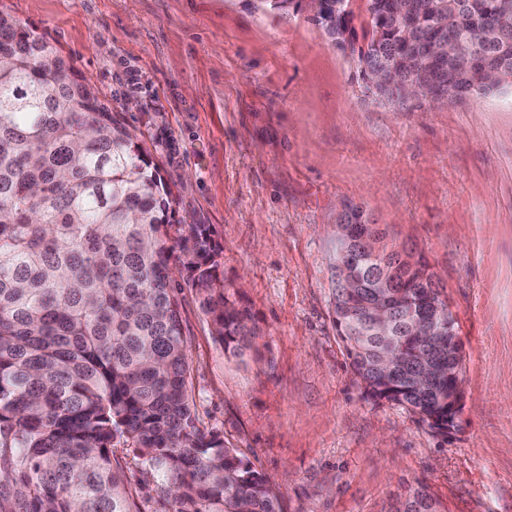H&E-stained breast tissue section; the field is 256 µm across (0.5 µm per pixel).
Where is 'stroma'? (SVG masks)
Instances as JSON below:
<instances>
[{
	"label": "stroma",
	"mask_w": 512,
	"mask_h": 512,
	"mask_svg": "<svg viewBox=\"0 0 512 512\" xmlns=\"http://www.w3.org/2000/svg\"><path fill=\"white\" fill-rule=\"evenodd\" d=\"M134 130L207 224L254 316L227 358L182 293L192 396L279 492L284 512H395L419 485L441 512H512V86L399 111L365 95L307 11L254 0H0ZM422 255L463 351L464 409L440 435L371 397L334 322L346 208Z\"/></svg>",
	"instance_id": "35a3bbf8"
}]
</instances>
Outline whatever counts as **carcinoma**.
<instances>
[{
    "label": "carcinoma",
    "mask_w": 512,
    "mask_h": 512,
    "mask_svg": "<svg viewBox=\"0 0 512 512\" xmlns=\"http://www.w3.org/2000/svg\"><path fill=\"white\" fill-rule=\"evenodd\" d=\"M318 25L350 49L364 88L404 106L416 84L434 98L487 93V69L512 76V0H368V28L324 0ZM442 40L484 59L464 69L433 57ZM415 67L406 68L409 59ZM397 80L373 83L380 69ZM173 193L118 113L44 36L0 12V512H141L125 482L128 454L174 512H282L279 495L216 432L190 388L181 291L191 289L212 336L241 358L258 336L248 307L218 274L208 224H178ZM381 242L351 245L357 287L335 289L337 335L355 376L448 432L457 329L435 274ZM398 267L390 288L382 267ZM186 272L178 282L174 271ZM391 306L390 335L368 336L367 305ZM439 314L430 336L410 311ZM128 446L117 454L116 445ZM401 512H435L425 488Z\"/></svg>",
    "instance_id": "1"
}]
</instances>
